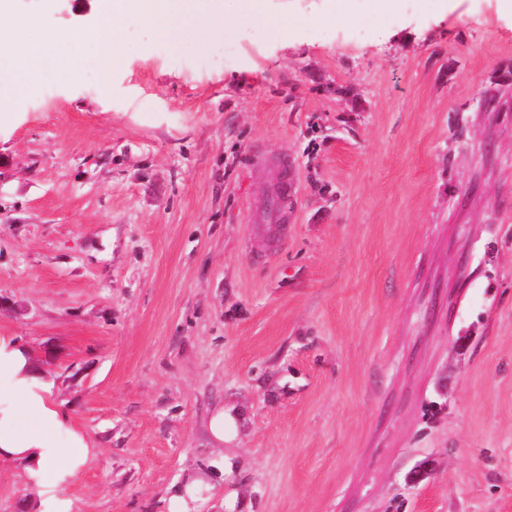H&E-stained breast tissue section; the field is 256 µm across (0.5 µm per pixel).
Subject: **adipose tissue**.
Instances as JSON below:
<instances>
[{
    "label": "adipose tissue",
    "mask_w": 512,
    "mask_h": 512,
    "mask_svg": "<svg viewBox=\"0 0 512 512\" xmlns=\"http://www.w3.org/2000/svg\"><path fill=\"white\" fill-rule=\"evenodd\" d=\"M267 0H110L105 29L95 35L102 71L117 60L123 21L132 15L147 21L157 37L178 42L184 37L222 34L224 24L243 18L260 22L272 35L288 25L272 13ZM75 33L35 41L24 56L0 53V86L29 87L41 65L56 61L58 48L80 42ZM96 451L82 432L72 428L54 403L49 385L31 365L24 347L0 337V458L19 465L37 489L38 512H72L63 490L90 465Z\"/></svg>",
    "instance_id": "obj_1"
}]
</instances>
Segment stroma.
I'll return each mask as SVG.
<instances>
[{"mask_svg": "<svg viewBox=\"0 0 512 512\" xmlns=\"http://www.w3.org/2000/svg\"><path fill=\"white\" fill-rule=\"evenodd\" d=\"M104 4L15 0L87 39L0 113V336L96 450L73 512H168L192 478L197 512H512V17L131 18L105 75ZM36 499L0 459V512Z\"/></svg>", "mask_w": 512, "mask_h": 512, "instance_id": "1", "label": "stroma"}]
</instances>
